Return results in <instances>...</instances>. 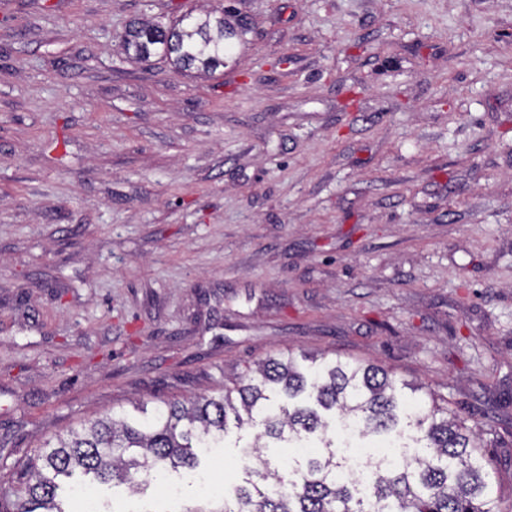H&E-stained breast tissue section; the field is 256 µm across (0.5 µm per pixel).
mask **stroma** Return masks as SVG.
I'll use <instances>...</instances> for the list:
<instances>
[{
	"mask_svg": "<svg viewBox=\"0 0 512 512\" xmlns=\"http://www.w3.org/2000/svg\"><path fill=\"white\" fill-rule=\"evenodd\" d=\"M7 2L0 465L325 353L446 399L512 510V0ZM224 7L251 30L212 74L119 46Z\"/></svg>",
	"mask_w": 512,
	"mask_h": 512,
	"instance_id": "stroma-1",
	"label": "stroma"
}]
</instances>
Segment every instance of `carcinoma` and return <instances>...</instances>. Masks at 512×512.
Returning a JSON list of instances; mask_svg holds the SVG:
<instances>
[{
  "mask_svg": "<svg viewBox=\"0 0 512 512\" xmlns=\"http://www.w3.org/2000/svg\"><path fill=\"white\" fill-rule=\"evenodd\" d=\"M241 18L224 12L189 27L133 19L125 53L141 59L160 50L176 69L214 71L224 65ZM281 353L254 363L216 395L143 403L71 428L7 468L0 467V512H65L59 478L79 472L141 493L157 468L200 465L204 448H226L230 427L257 428L242 448V482L220 498L181 512H504L476 432L433 392L376 364ZM389 442L392 459L347 452L351 439ZM284 443L307 454L274 465L264 450Z\"/></svg>",
  "mask_w": 512,
  "mask_h": 512,
  "instance_id": "cac0c4a2",
  "label": "carcinoma"
}]
</instances>
